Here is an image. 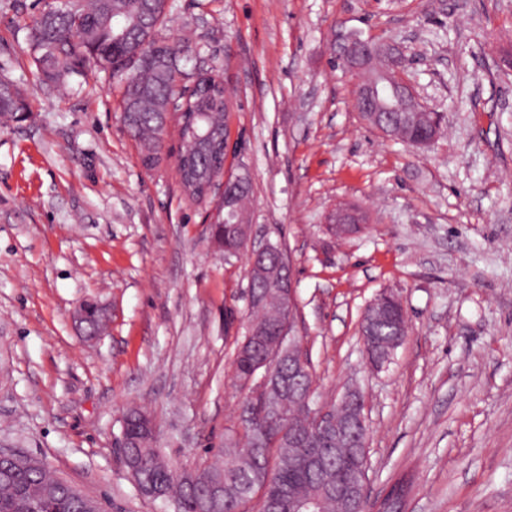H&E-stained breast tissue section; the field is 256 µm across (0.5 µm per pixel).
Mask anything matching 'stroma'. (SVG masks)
<instances>
[{"instance_id": "1", "label": "stroma", "mask_w": 512, "mask_h": 512, "mask_svg": "<svg viewBox=\"0 0 512 512\" xmlns=\"http://www.w3.org/2000/svg\"><path fill=\"white\" fill-rule=\"evenodd\" d=\"M163 36L188 34L198 70L234 91L226 123L246 168L252 235L281 243L293 335L314 405L366 397L368 491L402 474L406 512H512V0H170ZM42 0H0V79L25 116L0 123V448L40 460L107 512H173L142 497L120 458L127 407L149 412L175 469L214 462L244 392L235 341L246 257L210 243L216 197L195 202L169 157L145 169L106 73L47 82L31 62ZM399 46L406 79L444 116L430 147L365 127L356 78L330 68L336 22ZM361 231L331 235L336 207ZM397 293L408 333L372 371L361 315ZM85 300L112 311L85 341Z\"/></svg>"}]
</instances>
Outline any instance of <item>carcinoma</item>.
I'll return each mask as SVG.
<instances>
[{
  "instance_id": "obj_1",
  "label": "carcinoma",
  "mask_w": 512,
  "mask_h": 512,
  "mask_svg": "<svg viewBox=\"0 0 512 512\" xmlns=\"http://www.w3.org/2000/svg\"><path fill=\"white\" fill-rule=\"evenodd\" d=\"M73 13L61 8L52 14L30 16V50L37 72L48 82L61 84L79 70H94V58L107 62L103 71L123 81L132 76L134 84L122 89L120 108L123 126L138 143L142 165L148 170L164 161V141L170 119V105L185 76V66L194 63L188 46L172 44L158 37L164 24L167 0H75ZM219 81L212 76L199 78L191 94L190 115L180 116L179 153L183 183L196 176L201 180L219 178L224 172V96L214 90ZM9 90L0 99V116L18 115V92ZM409 123L397 128L393 136L407 144L430 128H442L436 112L422 109L407 113ZM252 195L248 175L229 177L228 198L221 203L218 231L211 236L213 247L226 256L236 255L241 247L239 219L248 214ZM279 260L278 244L262 258L263 269H252L249 289L258 300L250 305L245 336L234 352V372L240 382L248 379L255 367L266 359L267 350L277 343L283 301L270 284ZM381 303L371 322H362L368 337L371 357L384 360L407 336L406 315L391 294L380 295ZM296 362L284 348L271 370L267 388L242 401L238 424L227 428L224 448L217 462L192 472L176 471L156 441L143 439L142 421L149 415L137 407L123 414L122 436L136 447L121 451L124 466L135 453H143L138 473L139 485L157 487L175 501L179 512H195L207 497L210 486L221 485L219 510L242 512V506L260 496V509L275 502L279 512H294L293 498L321 496L324 485L338 480L362 482L367 472L363 437L356 421L363 414L362 395L344 398L335 406L336 419L346 429L342 439L331 438L332 451L320 467L308 464L305 451L322 442L323 435L307 426L311 408L300 403L308 394L309 372L296 376L295 390L288 393V374ZM0 512H84L83 501L74 496L69 483L51 476L43 465L19 466L0 462Z\"/></svg>"
}]
</instances>
